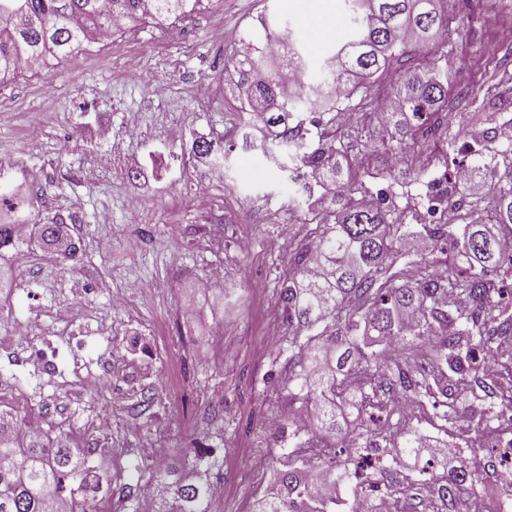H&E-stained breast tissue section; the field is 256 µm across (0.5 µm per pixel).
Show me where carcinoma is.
I'll list each match as a JSON object with an SVG mask.
<instances>
[{
  "mask_svg": "<svg viewBox=\"0 0 512 512\" xmlns=\"http://www.w3.org/2000/svg\"><path fill=\"white\" fill-rule=\"evenodd\" d=\"M198 4L199 0H0V75L20 73V63L26 59L45 67L51 59L97 42L106 31L121 29L130 19H185ZM344 6L351 16L348 37L319 62L315 82L293 89L281 85L280 70L287 62L311 72V64L294 48L287 23L281 33L269 34L266 40L276 38L293 46L288 59L270 55L262 43L238 54L233 64L244 112L256 113L270 129L284 127L288 117L304 111L309 96L326 98L338 86L347 91V102L372 103L380 98V80L394 69L398 76L391 84L388 114L397 126L399 113H411L416 123L402 130V137L416 138L440 119L438 112L448 103V77L433 64L412 61L409 49L450 36L452 30L435 0H344ZM403 57L409 66L394 67ZM282 141L280 136L262 145V154L299 163L317 185L335 187L328 208L320 212L315 200L302 202L324 226L319 234L318 274L310 276L295 268L279 288L289 321L323 325L304 340L288 338V406L298 400L313 401L316 424L287 421L277 458L282 469L276 489L257 498L250 512H336L341 499L335 492H319V469H330V483L355 480L350 497L358 498L378 488L368 471L380 466V460L367 455L357 463L349 454L342 460L327 459L330 440L344 437L336 409L345 405L357 416L372 419L373 410L383 408L378 391L383 386L434 399L433 407H445L442 420L450 422L448 399L470 376L481 373L476 354L489 349L476 316L482 313L503 325L512 324L508 306L494 300L487 285L488 276L504 261L512 265V257L504 258L501 236L490 233L484 224H467L458 250L465 270H456V261L449 260L443 272L426 270L413 286L399 282V276L388 273L386 258L400 237L403 218L393 216L383 203L366 205L355 196L353 175L338 165L334 146L301 142L287 148ZM191 152L213 159L217 167L224 159L214 153L211 141L192 142ZM466 169L471 180L490 188V217L512 235V181L502 184L496 160L482 153L475 154ZM15 228L0 223V251H19L34 241L48 244L57 222L33 224L25 238L18 237ZM413 236L428 241V255L455 238L446 224H422ZM407 314L415 318L411 334L404 321ZM370 336L380 350L368 349ZM432 336L439 342L430 370L416 375L401 368L388 371L384 352L390 344L400 342L405 348ZM100 480L85 449L61 439L54 444L32 441L23 424L0 414V512H98ZM478 481L479 474L465 463L449 469L437 488L433 512L445 504L483 512L471 495ZM148 497L152 512H209L212 484L171 469L151 471Z\"/></svg>",
  "mask_w": 512,
  "mask_h": 512,
  "instance_id": "1",
  "label": "carcinoma"
}]
</instances>
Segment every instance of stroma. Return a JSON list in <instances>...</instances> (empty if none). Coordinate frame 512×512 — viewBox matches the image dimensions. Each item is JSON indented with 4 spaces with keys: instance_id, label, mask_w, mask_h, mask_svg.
Listing matches in <instances>:
<instances>
[{
    "instance_id": "35a3bbf8",
    "label": "stroma",
    "mask_w": 512,
    "mask_h": 512,
    "mask_svg": "<svg viewBox=\"0 0 512 512\" xmlns=\"http://www.w3.org/2000/svg\"><path fill=\"white\" fill-rule=\"evenodd\" d=\"M441 6L454 47L427 50L448 74L452 117L407 141L402 177L362 164L369 148L388 154L394 145L372 105L357 106L350 122L341 103L304 116L321 119L309 140L333 138L343 164L356 166L359 192L382 193L407 223H430L429 175L440 173L442 221L459 230L490 211L488 196L455 181L459 164L487 148L501 180H512V43L498 36L512 25V0ZM271 18L290 23L313 63L350 28L343 0H202L189 18L127 24L41 72L0 82V221L57 216L78 245L69 258L35 245L0 254L13 273L0 288V412L38 416L46 436L81 447L111 445V456L92 457L112 477L100 512H129L159 440L166 463L223 484L210 512H249L277 481L280 440L267 422L288 400V339L304 333L289 323L277 288L288 272L284 250L310 233L301 210L288 207V184L311 179L256 149L230 153L224 179L212 182L209 159L190 154L196 138L233 140L241 112L227 60L262 38ZM476 87L500 111L462 105ZM492 127L500 133L489 143ZM38 351L54 357L53 371L41 369ZM479 392L474 383L457 391L450 423L424 399L401 421L385 411L373 422L347 417L346 431L375 432L384 468L371 479L400 488L405 512H432L444 475L426 457L394 450L406 427L479 472L486 512L512 502L493 480L497 438L470 412ZM105 412L112 431L103 437L94 422Z\"/></svg>"
}]
</instances>
